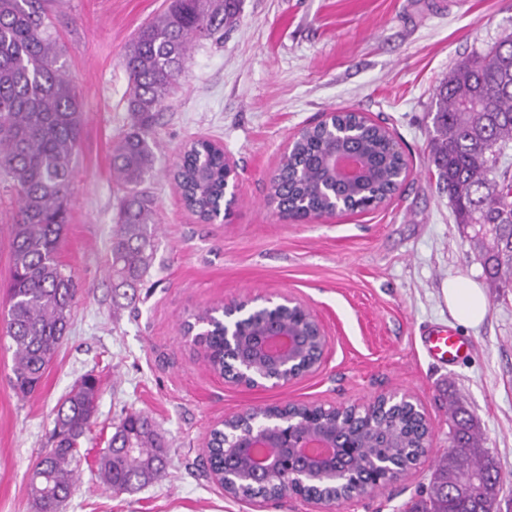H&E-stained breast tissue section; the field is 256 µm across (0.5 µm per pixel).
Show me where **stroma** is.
Wrapping results in <instances>:
<instances>
[{
	"instance_id": "stroma-1",
	"label": "stroma",
	"mask_w": 512,
	"mask_h": 512,
	"mask_svg": "<svg viewBox=\"0 0 512 512\" xmlns=\"http://www.w3.org/2000/svg\"><path fill=\"white\" fill-rule=\"evenodd\" d=\"M169 0H66L57 29L84 108L73 195L59 258L80 284L69 334L32 395L10 384L0 347V512H35L28 478L51 447L54 410L85 377L98 381L95 417L81 442L78 478L61 512H315L296 495L254 507L225 496L202 472L211 426L258 407L365 406L410 394L433 426L425 464L375 495L331 512H407L447 452L448 408L478 421L509 475L497 512H512V288L490 289L466 229L428 161L435 93L472 52L512 32V0H241L223 43H194L186 70L153 127L156 163L143 188L155 200L152 265L136 303L115 298L108 276L120 193L112 144L131 128L123 54ZM347 110L396 136L409 175L376 210L311 224L282 217L269 182L289 141L323 113ZM222 144L237 166L229 219L188 211L170 172L183 148ZM14 192L0 180V317L11 276ZM459 277L484 286L485 319L459 323L443 290ZM301 298L327 334L313 374L279 388L226 383L183 338L182 320L244 296ZM446 325L473 344L440 366L420 338ZM148 414L168 462L159 478L113 494L97 462L121 418Z\"/></svg>"
}]
</instances>
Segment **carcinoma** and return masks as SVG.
<instances>
[{"instance_id": "carcinoma-1", "label": "carcinoma", "mask_w": 512, "mask_h": 512, "mask_svg": "<svg viewBox=\"0 0 512 512\" xmlns=\"http://www.w3.org/2000/svg\"><path fill=\"white\" fill-rule=\"evenodd\" d=\"M240 0H171L143 26L123 55L129 82L127 111L134 119L112 148V172L122 191L112 235L114 292L135 298L153 259V202L141 189L154 168L150 134L157 112L185 70L192 42L221 44ZM64 50L45 0H0V174L15 191L18 211L12 224V276L5 336L13 349V389L20 395L40 385L67 335L79 284L58 259L68 223L73 168L82 134L83 113L70 78ZM429 162L448 193L455 223L472 231L479 260L491 288H512V33L483 52H475L448 72L437 90ZM324 130L305 127L281 159L269 198L280 205L329 208L322 164ZM362 147L370 151L376 175L357 192L361 199L382 196L392 171L403 159L386 152L383 134L367 127ZM183 203L201 221L222 215L224 153L209 140L186 149L172 172ZM182 332L205 348V360L224 370V330L210 309L192 314ZM97 383L87 379L57 407L52 438L32 468L29 489L36 512H58L68 497L80 459V440L95 416ZM445 465L435 469L419 492L412 512H493L504 484L475 422L463 405L453 404ZM309 428L319 423L346 427L350 416L332 408L313 418L300 412ZM410 417L392 414L360 438L357 463L392 454L412 461L407 439ZM206 449L216 470L224 467V431L213 432ZM165 446L151 418L132 411L115 427L98 460L100 481L115 494L130 493L154 480L164 467Z\"/></svg>"}]
</instances>
